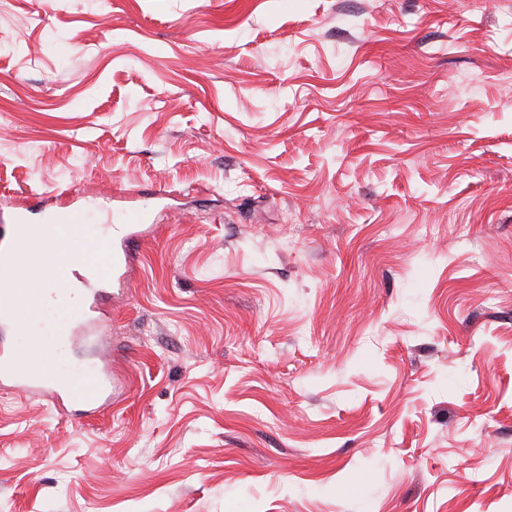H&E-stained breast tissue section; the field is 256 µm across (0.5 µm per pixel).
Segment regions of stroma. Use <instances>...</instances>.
Wrapping results in <instances>:
<instances>
[{
	"mask_svg": "<svg viewBox=\"0 0 512 512\" xmlns=\"http://www.w3.org/2000/svg\"><path fill=\"white\" fill-rule=\"evenodd\" d=\"M121 187L41 352L112 402L0 389V512H512V0H0V225ZM144 197L145 194L140 190L123 188L116 189L112 196V202L113 204L115 202L120 220L124 224H104V226L112 227L110 240L111 248L114 239H119L121 241L125 266L127 264L130 247L139 242L141 237V233L135 230L143 225L141 223L145 218V212L143 210L139 209L137 206L127 203L139 201Z\"/></svg>",
	"mask_w": 512,
	"mask_h": 512,
	"instance_id": "35a3bbf8",
	"label": "stroma"
}]
</instances>
